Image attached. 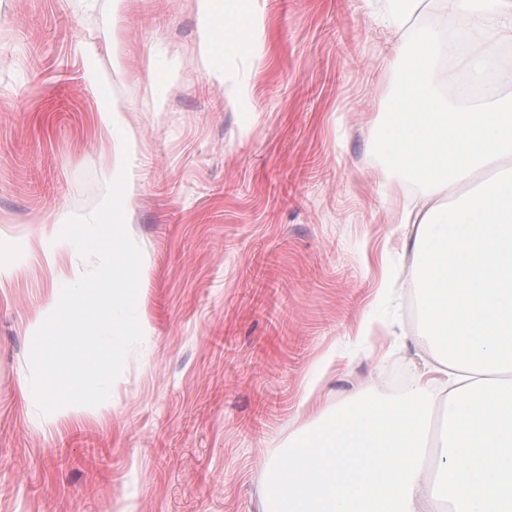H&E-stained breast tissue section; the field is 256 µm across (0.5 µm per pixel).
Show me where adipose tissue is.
I'll return each mask as SVG.
<instances>
[{
    "label": "adipose tissue",
    "instance_id": "ef3b65f1",
    "mask_svg": "<svg viewBox=\"0 0 512 512\" xmlns=\"http://www.w3.org/2000/svg\"><path fill=\"white\" fill-rule=\"evenodd\" d=\"M212 67L251 52L263 34L260 0H241L232 23L217 20L218 0H199ZM440 8L494 21L512 39V0H438ZM408 56L399 95L407 109L397 136L383 144L424 187L406 199L412 226L414 284L428 358L408 391L381 404L362 393L318 417L275 473L271 512H512V180L483 184L453 212L434 201L447 185L512 160V94L457 103L409 93L411 76L428 77L443 59L440 36ZM461 84L491 85L492 54L457 48ZM444 397L440 446L451 464L434 475L427 409Z\"/></svg>",
    "mask_w": 512,
    "mask_h": 512
}]
</instances>
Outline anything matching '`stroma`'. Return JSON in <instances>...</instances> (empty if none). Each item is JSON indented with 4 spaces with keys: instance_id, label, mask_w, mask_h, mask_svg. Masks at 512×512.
I'll list each match as a JSON object with an SVG mask.
<instances>
[{
    "instance_id": "obj_1",
    "label": "stroma",
    "mask_w": 512,
    "mask_h": 512,
    "mask_svg": "<svg viewBox=\"0 0 512 512\" xmlns=\"http://www.w3.org/2000/svg\"><path fill=\"white\" fill-rule=\"evenodd\" d=\"M385 8L266 0L256 52L214 75L198 0H0V512H268L318 412L396 398L424 327L377 178L403 68ZM121 165L150 332L106 410L50 417L32 338L90 262L42 242ZM386 264L398 306L358 340Z\"/></svg>"
}]
</instances>
